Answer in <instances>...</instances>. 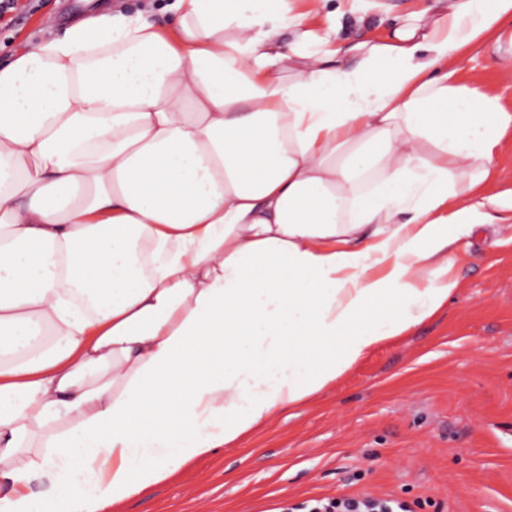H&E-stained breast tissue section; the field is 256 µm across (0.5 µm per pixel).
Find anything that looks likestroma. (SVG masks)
<instances>
[{
    "mask_svg": "<svg viewBox=\"0 0 512 512\" xmlns=\"http://www.w3.org/2000/svg\"><path fill=\"white\" fill-rule=\"evenodd\" d=\"M0 30V62L89 16V0H22ZM431 0H327L356 41L385 37ZM459 81L512 112V24L465 54ZM456 292L430 320L387 340L307 404L192 461L120 512H286L368 494L413 512H512V221L457 243Z\"/></svg>",
    "mask_w": 512,
    "mask_h": 512,
    "instance_id": "stroma-1",
    "label": "stroma"
}]
</instances>
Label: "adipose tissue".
Returning <instances> with one entry per match:
<instances>
[{"mask_svg":"<svg viewBox=\"0 0 512 512\" xmlns=\"http://www.w3.org/2000/svg\"><path fill=\"white\" fill-rule=\"evenodd\" d=\"M323 2L104 13L0 65V512H114L457 290L512 113L454 76L512 0L356 43Z\"/></svg>","mask_w":512,"mask_h":512,"instance_id":"ef3b65f1","label":"adipose tissue"}]
</instances>
